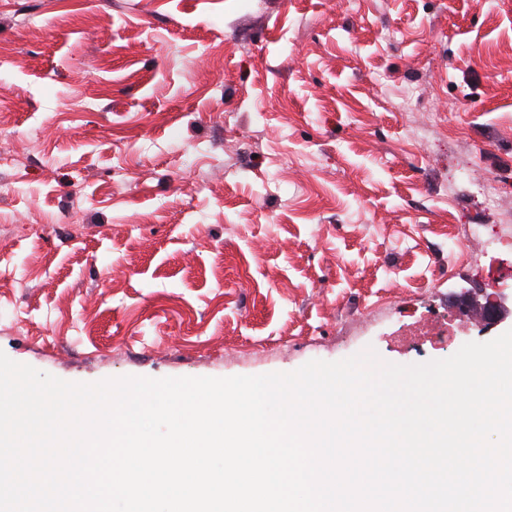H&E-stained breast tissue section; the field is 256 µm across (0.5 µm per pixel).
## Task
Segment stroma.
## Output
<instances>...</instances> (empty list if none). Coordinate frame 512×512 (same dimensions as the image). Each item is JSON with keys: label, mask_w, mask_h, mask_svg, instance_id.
<instances>
[{"label": "stroma", "mask_w": 512, "mask_h": 512, "mask_svg": "<svg viewBox=\"0 0 512 512\" xmlns=\"http://www.w3.org/2000/svg\"><path fill=\"white\" fill-rule=\"evenodd\" d=\"M1 154L16 362L445 359L512 289V0H0Z\"/></svg>", "instance_id": "obj_1"}]
</instances>
